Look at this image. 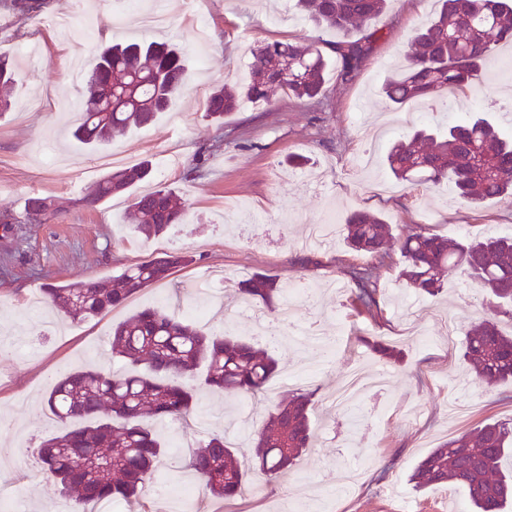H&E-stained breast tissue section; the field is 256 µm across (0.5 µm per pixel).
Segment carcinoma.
Returning a JSON list of instances; mask_svg holds the SVG:
<instances>
[{
  "instance_id": "obj_1",
  "label": "carcinoma",
  "mask_w": 512,
  "mask_h": 512,
  "mask_svg": "<svg viewBox=\"0 0 512 512\" xmlns=\"http://www.w3.org/2000/svg\"><path fill=\"white\" fill-rule=\"evenodd\" d=\"M389 0H295L296 9L319 28L357 36L333 46L336 80L352 81L382 38L371 21ZM433 17L413 38L414 52L406 65L389 76L384 93L395 105L430 99L446 104L445 94L479 85L485 64L502 42L512 41V0H437ZM328 61L312 45L275 41L258 46L251 80L244 86L224 85L213 91L206 117L222 125L224 115L242 100L268 103L278 88L298 100L320 95ZM190 74L184 51L168 42L116 43L96 52L84 100L71 134L98 149L133 128L148 125L170 106ZM12 62L0 56V117L11 107ZM392 175L408 187L437 186L451 181L459 196L473 206L512 196V137L482 117H469L443 135L428 129L396 141L386 157ZM143 161L113 170L92 183L82 203L95 208L151 176ZM28 214L43 218L53 211L51 200L29 199ZM181 196L166 186L135 195L125 221L149 239L179 223ZM348 247L378 263L390 258V225L379 215L355 210L346 219ZM402 265L399 278L420 294L436 295L448 276L467 272L483 293L488 317L466 334L461 359L474 376L489 386L512 379V336L498 326L512 320V238L489 236L451 241L427 231L398 239ZM193 262L183 252L169 253L124 269L104 282L76 281L43 286L44 299L73 321L95 319L125 304L141 290L165 281L173 269ZM351 280L360 313L372 319L381 313L377 285L368 268H354ZM239 292L273 306L276 279L255 273L239 282ZM112 356L123 363L116 371L70 369L53 382L45 402L65 427L39 448L44 473L60 492L77 494L83 512L102 500L128 501L161 475L165 449L150 419H180L193 413L199 397L196 371L205 368L204 384L214 394L254 396L278 371L268 352L226 332L215 333L187 319H176L161 307L144 308L112 327ZM385 362L397 364L400 354L382 339L368 342ZM312 394L291 392L273 403L252 435L258 471L270 477L288 472L311 446ZM512 455V422L486 421L475 430L442 442L415 466L413 489L465 488L475 512H506L512 505V471L503 461ZM186 467L201 490L213 497L234 499L247 488L248 470L224 436L213 434L189 454Z\"/></svg>"
}]
</instances>
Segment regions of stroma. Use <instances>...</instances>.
I'll use <instances>...</instances> for the list:
<instances>
[{"instance_id": "stroma-1", "label": "stroma", "mask_w": 512, "mask_h": 512, "mask_svg": "<svg viewBox=\"0 0 512 512\" xmlns=\"http://www.w3.org/2000/svg\"><path fill=\"white\" fill-rule=\"evenodd\" d=\"M166 2L169 24L160 30L134 21L127 0H24L20 11L0 7V19L10 24L0 34V54L18 65L12 108L0 118V425L14 450L13 471L0 473V490L13 500L0 501V512H55L63 501L38 463L40 445L60 430L44 406L59 372L83 365L116 368L113 325L152 306L191 318L206 303L204 290L215 277L223 280L221 303L237 312L230 330L273 354L278 373L264 394L227 399L205 392L191 421H153L168 449L159 487L194 482L184 460L211 434H224L240 456H249L244 429L260 423L270 400L301 391L313 395V448L288 476L270 480L252 472L249 485L258 496L213 500L215 512H280L285 501L294 512H316L318 489L332 495L333 512H401L405 501L416 512H463L468 502L461 487L418 492L408 476L438 443L488 419L512 420V383L488 387L475 381L462 365L460 347L439 344L444 325L419 323L415 312L423 306L446 312L462 335L487 315L479 291L459 271L440 295H419L399 279L397 255L374 269L382 314L373 319L359 313L349 276L368 257L349 249L340 235L315 250L302 240L308 225L334 208L344 217L359 209L379 213L396 237L422 227L454 240L512 235V199L474 207L448 181L415 197L384 163L394 140L434 123L449 125L466 113L485 115L512 133V44L496 48L481 88L454 94L435 117H427L428 107L419 100L395 107L382 92L383 81L401 66L436 2L392 0L372 22L384 37L352 83L337 84L331 68L318 102L275 90L267 104L243 101L219 125L206 116L207 99L218 85L249 82L257 45L296 40L326 53L341 35L305 19L294 0ZM49 15L73 18L68 38L54 42L55 30L44 22ZM86 16L111 25V37L92 40L98 48L111 39H139L174 43L189 53L192 20H204L210 31L205 68L193 71L172 102L180 124L171 125L161 112L110 145L132 163L151 161V177L93 209L81 199L107 169L97 164L100 150L69 137L73 116L60 109L84 91L83 82L73 81L59 63L89 41ZM294 153L308 157L306 167H289ZM195 166L199 176L186 178ZM160 185L179 192L187 216L147 240L125 223V212L134 194ZM32 197L51 200L54 214L28 220L25 206ZM173 251L190 253L193 263L99 318L63 320L50 308L36 311L28 304L46 283L102 281ZM309 254L319 266L300 265ZM256 272L273 276L285 300L298 279L312 285L310 299L297 308L296 336L258 338L252 319L242 316L248 303L238 283ZM375 338L401 352V363L384 364L367 346ZM353 366L384 372L389 383L383 392L336 411L330 398ZM452 395L471 406L459 422L448 419ZM352 466L359 476L349 485L344 477Z\"/></svg>"}]
</instances>
